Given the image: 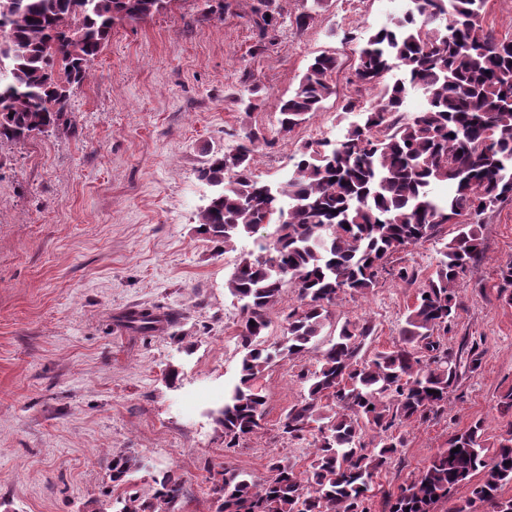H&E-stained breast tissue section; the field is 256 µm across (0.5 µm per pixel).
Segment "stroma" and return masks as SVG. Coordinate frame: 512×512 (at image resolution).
<instances>
[{"label":"stroma","instance_id":"35a3bbf8","mask_svg":"<svg viewBox=\"0 0 512 512\" xmlns=\"http://www.w3.org/2000/svg\"><path fill=\"white\" fill-rule=\"evenodd\" d=\"M224 4L218 16L204 0H171L150 19L117 24L72 100L70 131L0 145V512H112L125 494L150 498L167 469L185 480L179 512H216L222 467L264 477L272 458L302 472L314 459L309 441L286 439L281 423L318 352L275 362L256 379L264 418L235 447L211 416L242 357L240 305L224 281L268 231L229 253L198 234L210 192L198 171L257 128L254 172L276 185L305 144L342 137L349 120L339 103L355 90L356 51L409 3L325 0L316 9L312 0H269L283 23L264 38L252 22L258 0ZM323 52L337 59L336 93L281 136L278 102ZM246 99L254 111H244ZM480 232L485 254L458 280L443 341L461 356L477 348L481 366L463 375L443 415L396 425L405 446L375 477L383 490L398 491L475 422L490 449L512 429V414L498 408L512 389V305L499 298L500 270L512 263V199L482 215ZM438 249L433 238L395 253L391 274L367 296H340L326 333L368 322L369 353L392 349ZM400 267L418 279H399ZM142 307L177 321L133 336L123 317ZM116 454L140 461L123 489L111 481Z\"/></svg>","mask_w":512,"mask_h":512}]
</instances>
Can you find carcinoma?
I'll return each instance as SVG.
<instances>
[{"label":"carcinoma","mask_w":512,"mask_h":512,"mask_svg":"<svg viewBox=\"0 0 512 512\" xmlns=\"http://www.w3.org/2000/svg\"><path fill=\"white\" fill-rule=\"evenodd\" d=\"M171 0H0V144L20 143L70 127L76 91L122 21H143ZM417 7L371 34L357 50L356 93L341 100L359 112L344 139L307 144L295 155L288 182L271 185L253 171L261 131L213 154L198 171L212 188L198 215L199 233L235 249L237 240L273 228L260 253L239 256L225 287L242 303L239 334L244 354L238 381L212 412L227 447L253 434L264 415L265 395L254 381L276 359L292 360L317 347L330 308L345 293L364 296L379 283L395 252L436 236L447 224L435 271L417 293L401 329L400 344L372 358L362 353L370 323L344 322L321 351L307 378V394L286 415L289 440L313 439L311 470L275 459L257 479L232 468L213 488L220 512H370L373 478L404 447L396 423L425 422L445 411L460 378L475 372L481 353L462 360L448 352L440 333L456 315L460 275L484 254L475 228L479 217L512 198V38L483 27L487 0H413ZM261 36L277 24L255 9ZM401 77L386 83L394 70ZM336 57L313 58L292 96L280 102L279 134L286 137L336 94ZM383 86L380 98L362 92ZM420 89L424 110L403 113L409 91ZM452 185L446 197L433 194ZM349 228H344V225ZM298 305L288 312L283 340L263 337L269 312L286 286ZM130 329L157 331L154 313L130 311ZM376 439L365 442V429ZM476 423L448 436L420 474L396 494L381 492L385 512H433L451 491L480 475L472 498L453 512H512L502 496L512 483V430L488 452ZM139 469L130 455L112 458V482ZM152 497L132 494L117 512H178L184 486L169 470L154 479Z\"/></svg>","instance_id":"cac0c4a2"}]
</instances>
